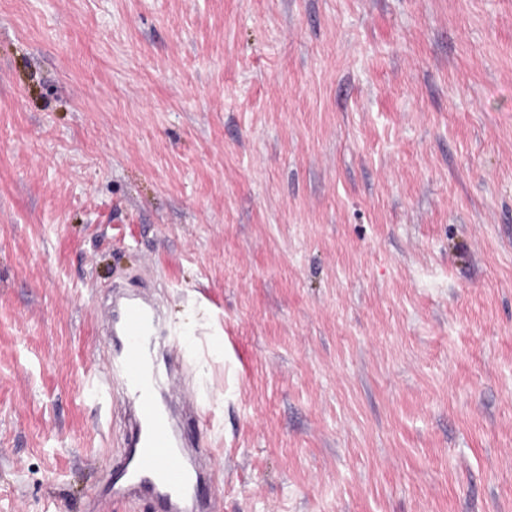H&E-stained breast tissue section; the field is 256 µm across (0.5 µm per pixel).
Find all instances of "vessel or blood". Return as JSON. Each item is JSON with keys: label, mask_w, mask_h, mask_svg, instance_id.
I'll return each mask as SVG.
<instances>
[{"label": "vessel or blood", "mask_w": 512, "mask_h": 512, "mask_svg": "<svg viewBox=\"0 0 512 512\" xmlns=\"http://www.w3.org/2000/svg\"><path fill=\"white\" fill-rule=\"evenodd\" d=\"M163 332L148 301L129 299L113 305L116 345L110 367L122 385V402L137 421V435L130 463L113 478L112 489L152 497L159 512H188L203 470L200 464L183 463L184 444L167 408L156 398L160 365L149 345Z\"/></svg>", "instance_id": "1"}]
</instances>
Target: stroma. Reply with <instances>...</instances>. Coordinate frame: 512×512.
<instances>
[{
	"instance_id": "35a3bbf8",
	"label": "stroma",
	"mask_w": 512,
	"mask_h": 512,
	"mask_svg": "<svg viewBox=\"0 0 512 512\" xmlns=\"http://www.w3.org/2000/svg\"><path fill=\"white\" fill-rule=\"evenodd\" d=\"M115 283L212 512H512V0H0V512H155Z\"/></svg>"
}]
</instances>
